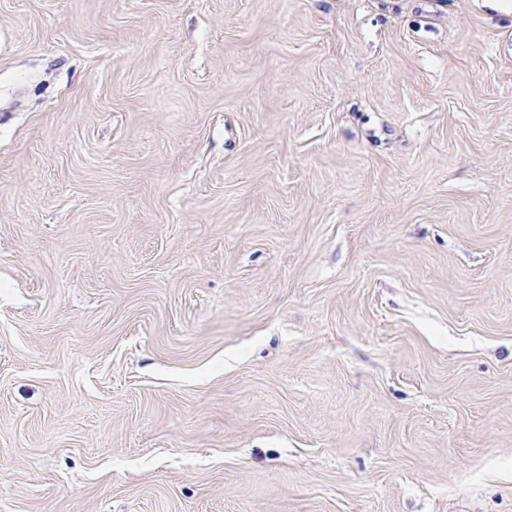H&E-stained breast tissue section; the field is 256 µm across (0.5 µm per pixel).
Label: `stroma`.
<instances>
[{"instance_id":"stroma-1","label":"stroma","mask_w":512,"mask_h":512,"mask_svg":"<svg viewBox=\"0 0 512 512\" xmlns=\"http://www.w3.org/2000/svg\"><path fill=\"white\" fill-rule=\"evenodd\" d=\"M0 512H512V12L0 0Z\"/></svg>"}]
</instances>
